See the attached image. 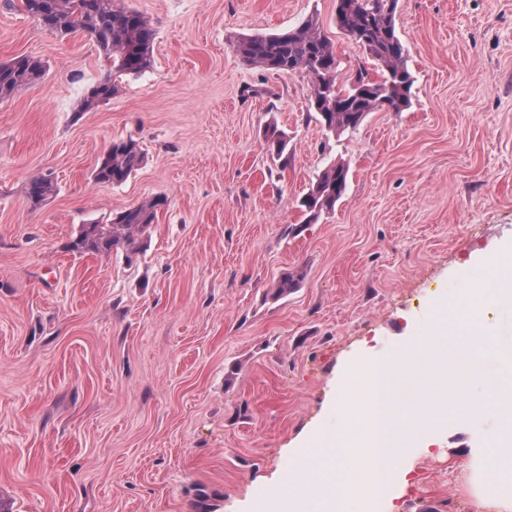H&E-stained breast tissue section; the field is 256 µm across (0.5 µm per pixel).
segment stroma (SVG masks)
<instances>
[{
  "label": "stroma",
  "instance_id": "35a3bbf8",
  "mask_svg": "<svg viewBox=\"0 0 512 512\" xmlns=\"http://www.w3.org/2000/svg\"><path fill=\"white\" fill-rule=\"evenodd\" d=\"M123 2L155 30L153 64L82 112L103 75L92 40L0 0V62L47 66L0 102V512H197L200 490L213 512H275L262 491L289 449L347 430L331 407L343 364L434 335L457 285L483 280L474 256L512 238V0H399L411 104L336 134L308 75L232 47L313 15L339 82L380 76L337 28L336 0ZM129 138L141 166L97 183V160ZM334 162L346 194L305 223L299 202ZM38 177L55 191L35 208ZM155 196L138 253L70 250L84 225ZM295 269L299 287L272 297ZM490 321L496 347L446 396L437 444L403 462L389 512H499L512 497V480L480 475L506 420L486 389L512 390V298Z\"/></svg>",
  "mask_w": 512,
  "mask_h": 512
}]
</instances>
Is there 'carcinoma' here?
<instances>
[{"mask_svg": "<svg viewBox=\"0 0 512 512\" xmlns=\"http://www.w3.org/2000/svg\"><path fill=\"white\" fill-rule=\"evenodd\" d=\"M23 10L46 30L67 36L88 34L105 64L104 76L86 91L80 105L90 111L112 99L116 78L138 75L152 66L155 31L139 11L121 7L117 0H21ZM399 0H339L336 26L381 67V78L372 77L363 66L343 86L337 78L340 62L334 44L321 29L319 19L309 16L296 28L270 35H249L233 43L235 52L253 65L282 73L304 72L312 78L310 109L330 132L353 129L378 107L400 112L410 104L414 82L407 68L405 48L398 36L395 17ZM46 66L32 57H18L0 63V101L38 82ZM268 152L280 156L288 135L277 125L267 127ZM143 156L132 139L112 142L97 161L94 180L100 184L121 185L141 165ZM349 168L337 163L326 168L312 183L301 201L308 221H316L334 210L347 189ZM52 181L42 177L28 184L29 203L40 206L52 194ZM163 200L155 198L127 208L112 217L109 224H94L79 235L71 248L80 253H107L119 248L137 251L136 236L153 224ZM303 278L300 270L283 274L274 290L275 297L290 294Z\"/></svg>", "mask_w": 512, "mask_h": 512, "instance_id": "obj_1", "label": "carcinoma"}]
</instances>
